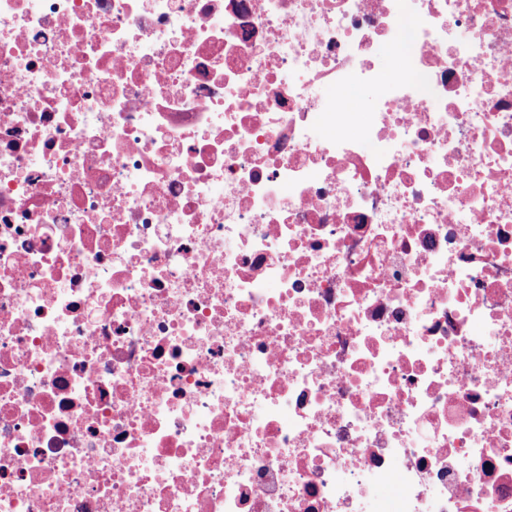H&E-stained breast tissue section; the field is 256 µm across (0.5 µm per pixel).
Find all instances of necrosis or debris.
I'll list each match as a JSON object with an SVG mask.
<instances>
[{
	"mask_svg": "<svg viewBox=\"0 0 512 512\" xmlns=\"http://www.w3.org/2000/svg\"><path fill=\"white\" fill-rule=\"evenodd\" d=\"M0 512H512V0H0Z\"/></svg>",
	"mask_w": 512,
	"mask_h": 512,
	"instance_id": "4bbe7bcc",
	"label": "necrosis or debris"
}]
</instances>
